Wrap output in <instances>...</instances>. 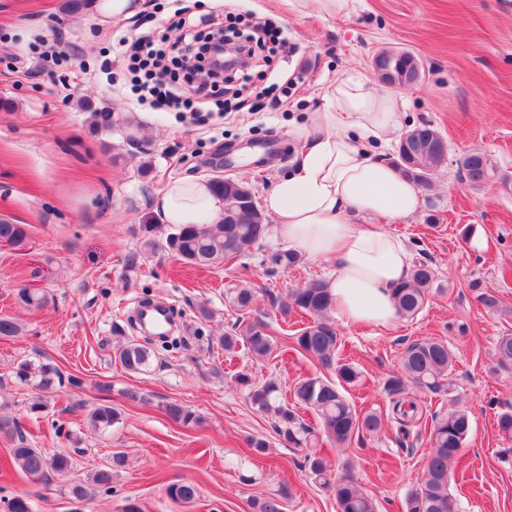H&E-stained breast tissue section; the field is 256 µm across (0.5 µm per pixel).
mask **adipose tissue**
I'll use <instances>...</instances> for the list:
<instances>
[{"instance_id": "ef3b65f1", "label": "adipose tissue", "mask_w": 512, "mask_h": 512, "mask_svg": "<svg viewBox=\"0 0 512 512\" xmlns=\"http://www.w3.org/2000/svg\"><path fill=\"white\" fill-rule=\"evenodd\" d=\"M394 97L373 92L354 76L332 85L327 103L307 118L305 144L293 172L264 200L276 237L288 250L332 264L327 282L336 314L347 324L384 326L397 311L392 290L411 268V252L385 228L413 216L415 185L379 158L396 127ZM163 223L217 224L224 201L200 178L171 182L155 202ZM360 216L376 224H357Z\"/></svg>"}]
</instances>
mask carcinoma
<instances>
[{"instance_id": "cac0c4a2", "label": "carcinoma", "mask_w": 512, "mask_h": 512, "mask_svg": "<svg viewBox=\"0 0 512 512\" xmlns=\"http://www.w3.org/2000/svg\"><path fill=\"white\" fill-rule=\"evenodd\" d=\"M414 130L417 131L416 137L407 145L398 146L395 166L415 184L426 186L432 174L445 161L435 150L441 135L426 122L415 126ZM461 167L464 180L472 186H480L489 180L491 166L481 152L467 154ZM210 184L226 200H244L246 215L241 217L235 211L226 212L219 224L206 227L182 224L175 229L167 237V247L189 265L214 266L233 261L267 233L266 217L258 207L254 194L247 193V184L223 177L210 179ZM29 240L28 225L0 220V243L20 247L27 245ZM298 261V256L293 252H275L268 258L273 269L286 270L296 266ZM433 279L434 272L430 265L424 261L414 264L409 276L393 288L398 316L413 317L419 313L427 300ZM17 298L27 308H41L48 303L47 294L38 288L33 291L22 288ZM286 307L312 317V321L293 336L295 350L314 358L322 367L335 373L333 379L315 375L303 378L294 385L296 402L315 412L319 427L307 425L294 409L280 401V389L275 382L252 384L243 375L239 380L249 387L250 404L260 412L273 415L277 420L278 433L298 447H311L322 435L335 443L336 447L343 448L355 437L379 430L380 416L374 412H358L345 395L346 387L359 381L360 372L339 356L341 337L335 323L329 318L333 298L327 283L313 280L302 288L290 290ZM22 332V324L7 315L0 316V338L15 337ZM219 343L226 352L233 351L241 343L257 358L268 356L273 348L272 337L260 322H239L237 331L220 337ZM118 359L128 371L145 372L156 359V352L147 345L128 341L119 348ZM452 361L448 345L434 339L416 340L405 348L399 370L385 382L386 391L391 396V413L402 434H409L411 423L418 413L417 401L406 395L409 386L434 393L442 392L450 397V401H455L454 384L449 373ZM163 410L170 419L184 425L200 421L195 411L181 402H169ZM118 418L119 411L105 404L94 407L89 413V423L95 430L111 427ZM470 432L471 418L461 408L432 417L430 452L423 477L420 483L407 491L404 512H460L457 499L449 490V468L464 447ZM0 435L11 442L9 458L13 468L30 478L41 480L51 472L62 475L71 469V458L67 454H50L32 447L14 418L0 416ZM124 463V456H113L112 466L93 474L94 485L111 489L112 471ZM304 463L315 483L334 494L339 512H378L373 497L351 476L349 462H343L341 469L336 471L319 453L312 452L305 455ZM168 492L172 498L182 502H190L196 497V488L189 483L173 484ZM0 507L3 512H33L32 501L25 495L4 500L0 502Z\"/></svg>"}]
</instances>
